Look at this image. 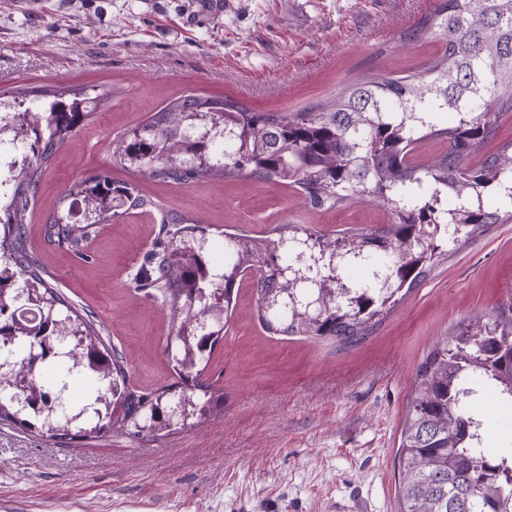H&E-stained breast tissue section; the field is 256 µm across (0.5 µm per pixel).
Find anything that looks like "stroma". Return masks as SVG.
<instances>
[{
	"instance_id": "1",
	"label": "stroma",
	"mask_w": 512,
	"mask_h": 512,
	"mask_svg": "<svg viewBox=\"0 0 512 512\" xmlns=\"http://www.w3.org/2000/svg\"><path fill=\"white\" fill-rule=\"evenodd\" d=\"M0 0V94L45 85L111 91L106 106L44 169L26 216L51 283L93 314L140 391L172 382L170 307L134 278L163 221H198L209 242L278 224L324 233L388 223L359 198L315 207L302 190L247 176L181 184L140 177L112 143L183 95L236 99L260 112L332 100L351 78L424 70L435 36L402 31L434 0ZM107 174L153 200L96 227L78 249L45 236L75 181ZM512 303V224L453 252L359 345L277 336L243 281L205 373L224 407L151 440L107 433L69 446L0 425V512H398V442L416 369L440 340Z\"/></svg>"
}]
</instances>
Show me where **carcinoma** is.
Masks as SVG:
<instances>
[{
	"mask_svg": "<svg viewBox=\"0 0 512 512\" xmlns=\"http://www.w3.org/2000/svg\"><path fill=\"white\" fill-rule=\"evenodd\" d=\"M433 32L442 48L418 74L356 78L333 101L291 114L256 112L227 98L180 96L112 142V157L146 178L185 184L246 175L295 184L319 207L369 198L391 218L337 236L288 224L268 236L230 234L224 268L212 275L194 220H165L168 242L153 253L138 286L160 288L172 312L173 343L201 357L176 360V381L150 392L129 386L122 354L45 280L21 227L43 167L105 105L106 94L92 97L83 88L56 85L29 99L30 91L17 90L14 100L48 103L51 110L22 113L32 157L14 179L10 206L0 210V339L22 349L20 358L0 365V423L53 439L57 429L67 428L72 440L111 429L156 440L224 402V394L203 380V365L224 338L225 322L203 336L195 334V324L210 312L221 317L231 311L246 271L261 270L258 318L266 332L353 347L448 259L450 248L491 224H511L512 143L474 165L470 160L512 111V0H435L401 41L415 45ZM195 126H222L232 137L224 164L215 163L209 142L188 135ZM430 138L445 140L447 150L425 163L415 160L416 146ZM66 197L84 204L90 222L49 218L45 235L61 247H79L94 225L123 208L152 207L131 185L102 174L74 182ZM295 240L309 242L315 256L331 252L365 261L388 253V287L375 297L364 289L344 299L339 281H298L285 261ZM22 302L33 307L26 325L16 316ZM62 335L77 340L66 354L57 349ZM84 361L100 367L99 376L79 381L89 384L84 396L108 399L104 416L85 420L59 407L37 420L22 412L24 402L34 407L62 399L68 374ZM467 376L476 380L475 398L512 397V307L499 310L491 323L477 319L459 328L419 364L400 433L399 512H512V490L505 491L512 487V447L470 449L477 419L460 399Z\"/></svg>",
	"mask_w": 512,
	"mask_h": 512,
	"instance_id": "carcinoma-1",
	"label": "carcinoma"
}]
</instances>
